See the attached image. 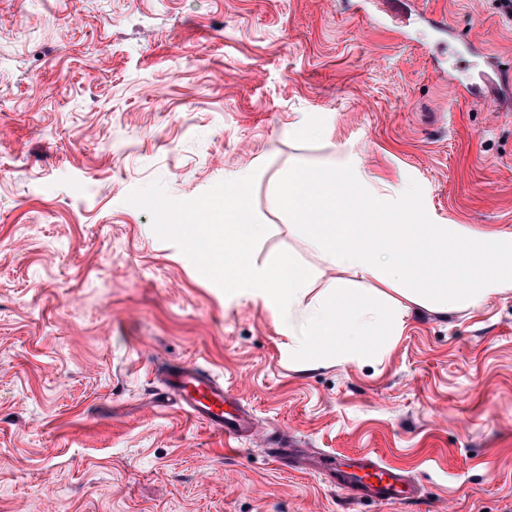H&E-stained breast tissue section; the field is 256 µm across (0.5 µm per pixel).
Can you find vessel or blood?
<instances>
[{"instance_id":"1","label":"vessel or blood","mask_w":512,"mask_h":512,"mask_svg":"<svg viewBox=\"0 0 512 512\" xmlns=\"http://www.w3.org/2000/svg\"><path fill=\"white\" fill-rule=\"evenodd\" d=\"M165 386L191 418L211 431L239 440L249 437L252 418L243 395L225 387L218 377L197 364L185 363L168 370ZM337 482L351 495L380 502L406 501L414 496V485L407 474L367 456L358 458L356 473L338 474Z\"/></svg>"}]
</instances>
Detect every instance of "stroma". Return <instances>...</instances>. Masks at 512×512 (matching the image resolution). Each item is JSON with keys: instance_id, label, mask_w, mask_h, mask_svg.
I'll list each match as a JSON object with an SVG mask.
<instances>
[{"instance_id": "obj_1", "label": "stroma", "mask_w": 512, "mask_h": 512, "mask_svg": "<svg viewBox=\"0 0 512 512\" xmlns=\"http://www.w3.org/2000/svg\"><path fill=\"white\" fill-rule=\"evenodd\" d=\"M0 0V512H512V292L413 308L370 356L320 365L281 315L225 293L196 234L256 170L252 258L290 250L320 292L340 273L275 202L288 168L408 191L386 224L512 232V81L492 0ZM304 133H294L296 122ZM193 361L242 390L237 442L159 397ZM370 453L420 487L354 497L285 464L284 445Z\"/></svg>"}]
</instances>
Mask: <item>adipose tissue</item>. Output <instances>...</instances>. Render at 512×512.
Segmentation results:
<instances>
[{"label": "adipose tissue", "mask_w": 512, "mask_h": 512, "mask_svg": "<svg viewBox=\"0 0 512 512\" xmlns=\"http://www.w3.org/2000/svg\"><path fill=\"white\" fill-rule=\"evenodd\" d=\"M336 181L314 180L301 169L279 179L276 199L289 214L306 218L302 230L324 260L343 273L318 295H311L309 273L292 252L282 250L264 264L251 258L252 248L264 236L260 224L242 220L243 201L250 186L241 176L224 193V223L209 236L207 251H224V290L248 293L273 307L283 317L290 343L309 362H316L319 336H336L341 361L361 359L372 336L400 335L410 306L439 312L474 309L489 297L512 291V232L479 234L462 224H399L383 222L385 211L395 208L404 189L388 183L365 182L358 160L340 151ZM362 185L364 202L341 206L346 185ZM320 223H310V216ZM453 239L457 252L438 277H415L411 255L425 249L435 237ZM370 285L369 301L351 306L341 299Z\"/></svg>", "instance_id": "1"}]
</instances>
